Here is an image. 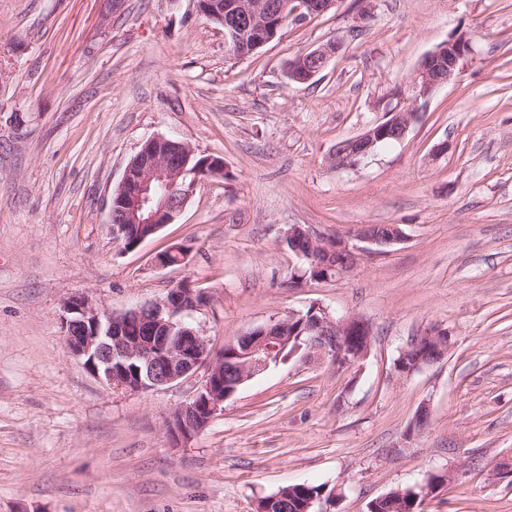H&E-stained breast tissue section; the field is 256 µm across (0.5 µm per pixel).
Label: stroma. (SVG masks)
Wrapping results in <instances>:
<instances>
[{
	"label": "stroma",
	"instance_id": "35a3bbf8",
	"mask_svg": "<svg viewBox=\"0 0 512 512\" xmlns=\"http://www.w3.org/2000/svg\"><path fill=\"white\" fill-rule=\"evenodd\" d=\"M361 7L337 0L235 59L193 0H0V512H255L298 483L329 491L328 512H367L447 474L424 512H512V0H371L365 22ZM458 33L471 54L405 137L332 167ZM336 40L323 71L288 83L287 61ZM157 135L222 157L225 176L126 251L110 195ZM292 224L406 238L296 287ZM175 243L188 262L155 268ZM183 280L208 297L186 320L213 350L319 304L366 319L370 353L271 365L174 443L186 388L114 389L68 354L60 316L74 296L120 313ZM433 328L447 356L399 373Z\"/></svg>",
	"mask_w": 512,
	"mask_h": 512
}]
</instances>
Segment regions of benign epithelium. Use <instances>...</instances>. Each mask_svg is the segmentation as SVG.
I'll list each match as a JSON object with an SVG mask.
<instances>
[{
  "label": "benign epithelium",
  "instance_id": "7a95c632",
  "mask_svg": "<svg viewBox=\"0 0 512 512\" xmlns=\"http://www.w3.org/2000/svg\"><path fill=\"white\" fill-rule=\"evenodd\" d=\"M197 11L209 20L237 32L227 42L228 53L245 58L273 40L265 30L272 24L275 5L265 0H193ZM341 49L339 42L301 53L288 64V82L306 83L320 72ZM472 46L464 36H455L426 54L406 89L391 93L397 104L358 136L341 142L331 157L338 169L353 168L374 153L381 142L401 140L415 119L419 103L439 87L454 81ZM195 151L185 142L164 136L144 141L125 167L112 191L109 224L119 241L128 239L131 229L139 230L130 248L172 223L182 211L196 179L220 178L224 159L210 156L192 166ZM379 226L364 224L355 237L361 245L339 236L316 234L292 224L284 241L312 274L297 282L338 281L351 274L371 247L383 248L404 239L397 227L384 236ZM173 263L156 255L155 266L168 268L183 264L190 249L183 244L169 247ZM207 303L198 288H170L159 302L116 314L97 306L91 299L72 297L65 301L61 316L68 353L83 362L92 374L108 385L125 391H144L172 385L189 387L187 399L177 408L169 428L173 442H186L203 431L224 411V400L240 386L264 372L271 364L299 352L328 357L339 366H353L364 360L371 346V327L356 314L332 315L314 305L309 316L290 312L272 319L235 338L230 355L214 353L209 341L188 326L182 315ZM451 338L442 329H429L414 336L400 353L396 368L411 374L443 359ZM133 362V372L126 364Z\"/></svg>",
  "mask_w": 512,
  "mask_h": 512
}]
</instances>
